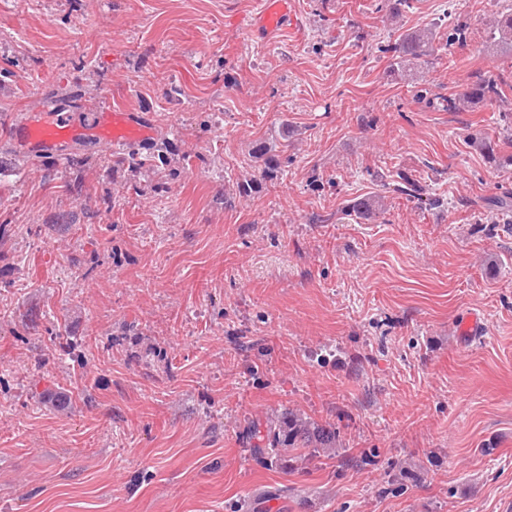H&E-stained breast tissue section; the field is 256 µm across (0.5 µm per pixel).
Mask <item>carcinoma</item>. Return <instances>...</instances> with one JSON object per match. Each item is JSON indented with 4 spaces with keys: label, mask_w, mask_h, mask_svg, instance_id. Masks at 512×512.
I'll return each mask as SVG.
<instances>
[{
    "label": "carcinoma",
    "mask_w": 512,
    "mask_h": 512,
    "mask_svg": "<svg viewBox=\"0 0 512 512\" xmlns=\"http://www.w3.org/2000/svg\"><path fill=\"white\" fill-rule=\"evenodd\" d=\"M413 0H379L377 11L386 12V19L397 21L404 12L413 8ZM491 38L497 42H512V8L493 17L489 26ZM436 29L421 28L405 34L394 43L385 46L384 52L390 54V68L403 71L432 57L440 50L435 45ZM470 38L469 25L456 23L448 31L445 46L462 48ZM507 81L501 74H485L476 71L472 81L456 93L437 97V104L444 111L467 112L487 103H497L512 112L504 92ZM471 144L493 161H500L512 166V155H497L498 143L488 137H477ZM168 145L162 141L147 155L129 152L118 157L117 166L126 168L132 177H137L143 170L149 169L159 173L160 166L167 162ZM252 155L263 161L261 179L245 180L236 183V193L245 197L258 190L262 182L278 179L282 173V161L276 155L269 154V148L262 142L256 143ZM393 192L404 194L416 201L419 206H439L441 200L426 194L425 189L410 177L401 174L399 181L393 185ZM380 199L367 197L348 201L345 211L353 213L364 220H371L381 210ZM253 433L259 440L257 451L266 464L279 467L300 466L302 468L322 457L332 458L340 455L346 448L345 440L336 424L318 422L307 415L285 409L266 419L264 425L253 426Z\"/></svg>",
    "instance_id": "obj_1"
}]
</instances>
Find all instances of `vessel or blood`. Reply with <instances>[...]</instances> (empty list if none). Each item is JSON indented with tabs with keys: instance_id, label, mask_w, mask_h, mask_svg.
I'll use <instances>...</instances> for the list:
<instances>
[{
	"instance_id": "obj_1",
	"label": "vessel or blood",
	"mask_w": 512,
	"mask_h": 512,
	"mask_svg": "<svg viewBox=\"0 0 512 512\" xmlns=\"http://www.w3.org/2000/svg\"><path fill=\"white\" fill-rule=\"evenodd\" d=\"M291 2L258 0V11L252 23L253 34L267 39L286 32L291 18ZM152 135L151 121L147 116L128 111L108 98L104 99L98 112L84 120L47 103L42 111L29 115L12 129V139L18 148L60 160L66 158L69 148L82 138L105 139L117 148L148 142Z\"/></svg>"
}]
</instances>
